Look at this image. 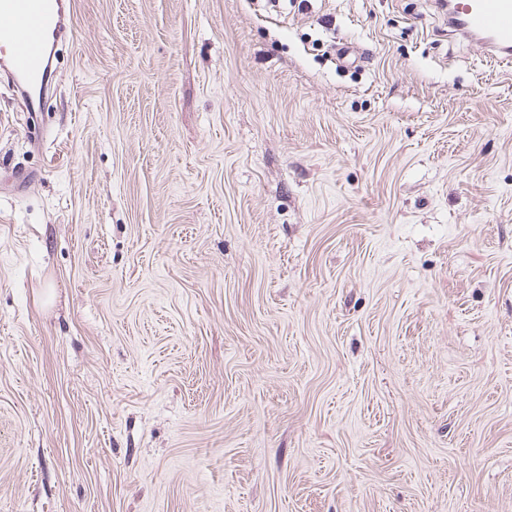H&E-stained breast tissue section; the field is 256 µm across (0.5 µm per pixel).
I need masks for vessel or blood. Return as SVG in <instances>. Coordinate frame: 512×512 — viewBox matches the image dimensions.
<instances>
[{
	"mask_svg": "<svg viewBox=\"0 0 512 512\" xmlns=\"http://www.w3.org/2000/svg\"><path fill=\"white\" fill-rule=\"evenodd\" d=\"M448 25L477 41L491 64L512 65V0H448ZM72 0H0V70L27 110L48 94L49 44L73 35Z\"/></svg>",
	"mask_w": 512,
	"mask_h": 512,
	"instance_id": "obj_1",
	"label": "vessel or blood"
}]
</instances>
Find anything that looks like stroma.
Masks as SVG:
<instances>
[{
	"mask_svg": "<svg viewBox=\"0 0 512 512\" xmlns=\"http://www.w3.org/2000/svg\"><path fill=\"white\" fill-rule=\"evenodd\" d=\"M0 77V512H512V68L439 0H75Z\"/></svg>",
	"mask_w": 512,
	"mask_h": 512,
	"instance_id": "stroma-1",
	"label": "stroma"
}]
</instances>
